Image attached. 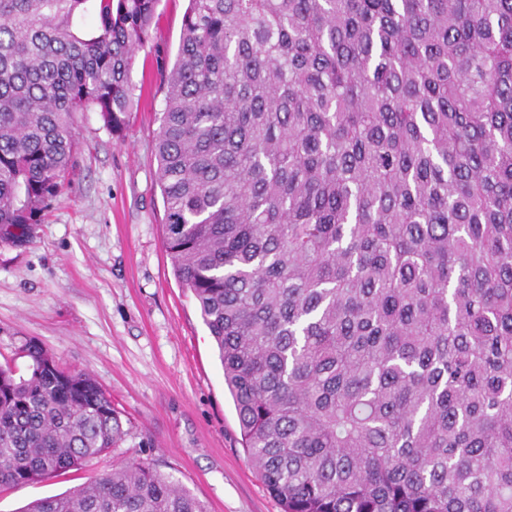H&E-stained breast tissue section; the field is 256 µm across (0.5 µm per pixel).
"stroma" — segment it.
<instances>
[{"mask_svg": "<svg viewBox=\"0 0 512 512\" xmlns=\"http://www.w3.org/2000/svg\"><path fill=\"white\" fill-rule=\"evenodd\" d=\"M187 4L160 0L123 132L77 113L75 165L44 223L25 243L0 241V364L26 374L21 352L34 342L111 395L131 433L94 472L136 456L209 512H281L242 447L214 341L163 245L156 139ZM72 485L58 477L0 491V512Z\"/></svg>", "mask_w": 512, "mask_h": 512, "instance_id": "stroma-1", "label": "stroma"}]
</instances>
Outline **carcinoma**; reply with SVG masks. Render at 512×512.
<instances>
[{
	"instance_id": "1",
	"label": "carcinoma",
	"mask_w": 512,
	"mask_h": 512,
	"mask_svg": "<svg viewBox=\"0 0 512 512\" xmlns=\"http://www.w3.org/2000/svg\"><path fill=\"white\" fill-rule=\"evenodd\" d=\"M159 0H0V240L122 131ZM93 12L89 32L75 20ZM164 246L281 512H512V0H189ZM0 367V488L119 446L41 345ZM20 512H207L134 457Z\"/></svg>"
}]
</instances>
